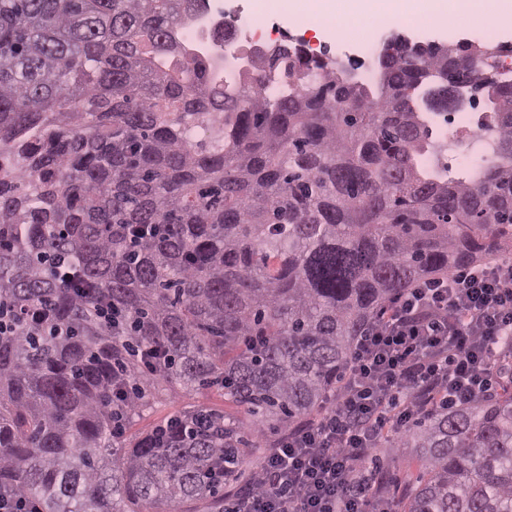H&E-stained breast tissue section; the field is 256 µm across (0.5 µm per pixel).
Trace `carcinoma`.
Returning <instances> with one entry per match:
<instances>
[{"label":"carcinoma","instance_id":"1","mask_svg":"<svg viewBox=\"0 0 512 512\" xmlns=\"http://www.w3.org/2000/svg\"><path fill=\"white\" fill-rule=\"evenodd\" d=\"M188 2L0 0V486L42 512H224L240 430L196 406L132 444L156 388L293 432L395 298L512 253L492 47L416 40L355 81L275 47L228 82L182 49ZM452 77L491 141L461 177L417 105ZM394 444L420 463L395 512H512V386Z\"/></svg>","mask_w":512,"mask_h":512}]
</instances>
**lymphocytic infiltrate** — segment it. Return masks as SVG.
Masks as SVG:
<instances>
[{"instance_id": "obj_1", "label": "lymphocytic infiltrate", "mask_w": 512, "mask_h": 512, "mask_svg": "<svg viewBox=\"0 0 512 512\" xmlns=\"http://www.w3.org/2000/svg\"><path fill=\"white\" fill-rule=\"evenodd\" d=\"M512 336V257L430 279L364 330L324 414L277 441L226 512H390L366 461L441 402L489 394Z\"/></svg>"}]
</instances>
